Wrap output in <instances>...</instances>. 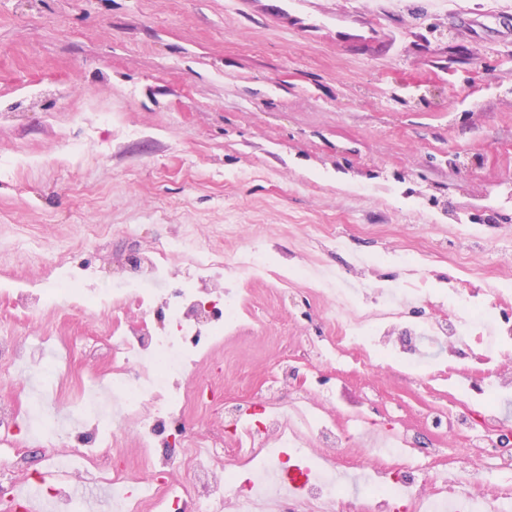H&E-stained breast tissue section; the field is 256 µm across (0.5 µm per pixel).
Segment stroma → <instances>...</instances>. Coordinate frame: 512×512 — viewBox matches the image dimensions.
Wrapping results in <instances>:
<instances>
[{
	"label": "stroma",
	"mask_w": 512,
	"mask_h": 512,
	"mask_svg": "<svg viewBox=\"0 0 512 512\" xmlns=\"http://www.w3.org/2000/svg\"><path fill=\"white\" fill-rule=\"evenodd\" d=\"M512 0H0V406L46 397L75 423L112 385L97 340L112 310L68 297L13 308L7 289L122 287L157 240L263 270L224 271L237 329L200 366L224 410L261 404L280 361L292 388L332 393L357 448L407 438L416 462L474 470L512 458V399L489 389L483 349L377 375L321 360L340 335L317 274L375 306L376 282L447 305L497 290L512 328ZM228 224L236 233H225ZM128 233H121V226ZM504 418L501 429L484 413ZM13 481L47 468L37 444L0 441Z\"/></svg>",
	"instance_id": "35a3bbf8"
}]
</instances>
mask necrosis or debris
Returning a JSON list of instances; mask_svg holds the SVG:
<instances>
[{
	"label": "necrosis or debris",
	"instance_id": "1",
	"mask_svg": "<svg viewBox=\"0 0 512 512\" xmlns=\"http://www.w3.org/2000/svg\"><path fill=\"white\" fill-rule=\"evenodd\" d=\"M176 255L183 258L182 275L189 288L171 292L160 305L175 329L174 334L161 336L154 327L158 305L151 286L169 281L170 259ZM136 264V277L112 293L94 296L72 285L67 293L81 312L105 305L114 312L105 330L112 343L109 401L125 420L147 468L103 471L88 456L81 465H73L74 449L95 444L96 431L74 428L62 435L38 423L37 413H29L27 437L51 443L49 459L67 468L65 478L51 482L50 512H97V501L75 495L76 481L110 488L112 512H169L170 503L180 500L198 501L199 512H223L228 502L236 512H284L288 504L299 512H328L338 489L335 476L316 468L303 474L295 492H288L283 479L291 468L280 446L292 444L297 454L316 463L333 461L332 450L342 436L336 431L330 396L297 390L285 402L270 398L257 418L249 409H237L230 448L221 438L194 433L183 435L179 452L167 449V421L183 420L192 400H215L208 386L191 389L185 381L194 376L200 358L223 336L238 311L235 300L208 309L201 297L210 287H222L218 268L252 275L262 270V256L252 250L223 260L201 248L184 254L168 243L139 255ZM429 329L432 341L447 345L453 354L488 340L467 297L461 295L448 315L430 320ZM161 446L165 454L155 455ZM372 454L380 461L376 473L381 482L364 485L362 494L377 512H388L395 502L404 512H512L511 483L495 485L486 475L453 478L436 470H410V451L401 444L380 446Z\"/></svg>",
	"mask_w": 512,
	"mask_h": 512
}]
</instances>
